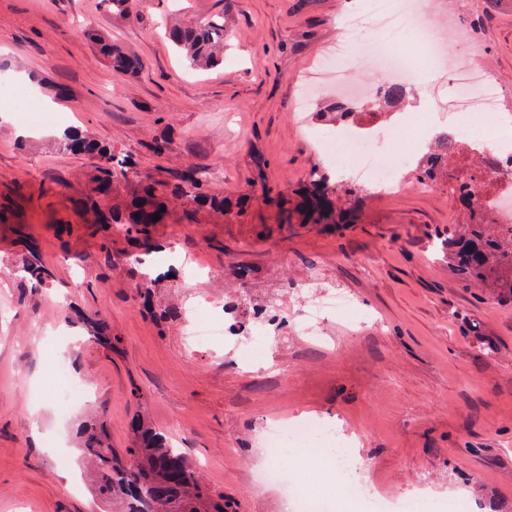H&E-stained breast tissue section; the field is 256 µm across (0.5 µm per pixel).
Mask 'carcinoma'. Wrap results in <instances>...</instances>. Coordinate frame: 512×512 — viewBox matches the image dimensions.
I'll return each mask as SVG.
<instances>
[{
	"mask_svg": "<svg viewBox=\"0 0 512 512\" xmlns=\"http://www.w3.org/2000/svg\"><path fill=\"white\" fill-rule=\"evenodd\" d=\"M228 14H218L199 21L193 18L173 20L165 27L169 40L190 66L209 69L224 59V39L228 28ZM100 51L110 59L112 68L126 74H137L144 68L143 60L134 53L112 47L103 40ZM404 86L383 83L376 97V114L390 113L405 102ZM58 147L69 152L100 154L109 160L106 149L88 135L65 134ZM459 148L448 129L439 131L432 143L431 152L416 166V178L435 181L444 177L454 184L459 200L468 212L469 234L448 240L460 273L472 281H490L496 288L512 290V226L503 227L495 222L492 213L472 200L468 185L460 181L458 169L453 167ZM205 174L190 165L182 170L170 194L158 193L154 184L148 183L136 203L131 223L136 232L143 234L153 223V215L164 216L161 208L168 207L169 198L202 197ZM309 189L315 197L308 217L318 224L343 213L345 206L356 196L349 190L347 199L340 197L341 188L332 187L319 175L309 177ZM52 272L43 265L36 254L23 267V278L36 286ZM135 447L125 449V456L118 457L112 449L103 446L101 438L93 431L85 432L82 450L94 464L99 482L97 494L105 499H121L126 503L125 512H230L224 497L215 495L200 483L192 462L181 448H173L159 433L142 422L131 425Z\"/></svg>",
	"mask_w": 512,
	"mask_h": 512,
	"instance_id": "1",
	"label": "carcinoma"
}]
</instances>
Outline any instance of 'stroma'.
<instances>
[{"label": "stroma", "instance_id": "stroma-1", "mask_svg": "<svg viewBox=\"0 0 512 512\" xmlns=\"http://www.w3.org/2000/svg\"><path fill=\"white\" fill-rule=\"evenodd\" d=\"M367 2L234 0L223 64L195 70L158 25L168 0H142L133 16L110 0H0V512H122L96 497L79 429L95 422L120 453L135 418L185 449L237 512H284L253 478L260 435L322 416L356 436L375 494L512 512V293L467 284L449 262L445 242L465 213L447 180L390 196L358 183L351 221L338 225L302 223L263 197L315 169L335 179L312 136L330 124L333 97L304 115L296 106L345 12ZM427 20L451 55L497 78L512 113V0H434ZM96 34L144 70H113ZM403 41L419 74L412 105L437 132L456 93L426 74L414 31ZM22 87L57 115L23 138L11 117ZM63 131L92 134L134 165L107 177L98 154L57 150ZM190 165L208 172L204 197L171 200L164 222L135 238L123 220L145 180L170 184ZM100 210L119 223H97ZM21 228L52 272L35 288L14 274L29 257ZM312 275L357 299V316L330 318L324 340L292 334L258 359L189 345L191 306L233 308L244 324L245 292L293 312ZM91 323L113 345L90 338ZM56 358L91 387L68 412Z\"/></svg>", "mask_w": 512, "mask_h": 512}]
</instances>
